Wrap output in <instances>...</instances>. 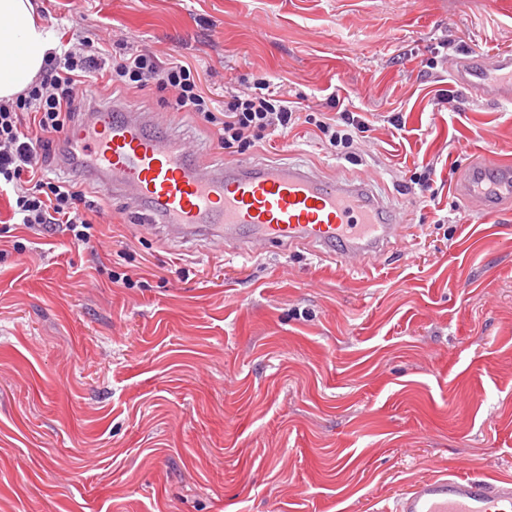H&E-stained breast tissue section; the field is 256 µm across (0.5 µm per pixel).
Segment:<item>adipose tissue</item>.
Returning a JSON list of instances; mask_svg holds the SVG:
<instances>
[{
	"mask_svg": "<svg viewBox=\"0 0 512 512\" xmlns=\"http://www.w3.org/2000/svg\"><path fill=\"white\" fill-rule=\"evenodd\" d=\"M32 0H0V101L29 87L44 68L56 40L37 24Z\"/></svg>",
	"mask_w": 512,
	"mask_h": 512,
	"instance_id": "ef3b65f1",
	"label": "adipose tissue"
}]
</instances>
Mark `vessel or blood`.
Instances as JSON below:
<instances>
[{
	"instance_id": "obj_1",
	"label": "vessel or blood",
	"mask_w": 512,
	"mask_h": 512,
	"mask_svg": "<svg viewBox=\"0 0 512 512\" xmlns=\"http://www.w3.org/2000/svg\"><path fill=\"white\" fill-rule=\"evenodd\" d=\"M452 82L489 101L512 100V50L455 60ZM159 112L94 108L63 134L80 175L108 186L150 228L183 243L251 251L306 246L349 269L366 266L401 239L394 211L365 180L324 178L314 168L256 161H192L165 135ZM453 192L496 213L512 201V164L489 156ZM395 512H512V480L481 474L417 480Z\"/></svg>"
}]
</instances>
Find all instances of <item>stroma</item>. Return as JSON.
I'll return each mask as SVG.
<instances>
[{
    "instance_id": "stroma-1",
    "label": "stroma",
    "mask_w": 512,
    "mask_h": 512,
    "mask_svg": "<svg viewBox=\"0 0 512 512\" xmlns=\"http://www.w3.org/2000/svg\"><path fill=\"white\" fill-rule=\"evenodd\" d=\"M37 16L59 41L122 35L192 64L219 111L269 80L307 122L228 150L168 92L127 101L201 162L367 180L412 234L352 272L303 247L173 244L96 182L87 244L15 226L0 195V512H389L429 474L512 480V203L489 215L450 190L512 159V103L449 77L466 51L512 49V0H37ZM340 112L369 125L346 148L315 126Z\"/></svg>"
}]
</instances>
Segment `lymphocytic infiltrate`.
Masks as SVG:
<instances>
[{
  "instance_id": "f902f5d3",
  "label": "lymphocytic infiltrate",
  "mask_w": 512,
  "mask_h": 512,
  "mask_svg": "<svg viewBox=\"0 0 512 512\" xmlns=\"http://www.w3.org/2000/svg\"><path fill=\"white\" fill-rule=\"evenodd\" d=\"M98 71L104 72L114 93L151 84L171 92L176 111L200 115L220 126L218 141L228 149L250 143L266 130L290 129L301 118L296 107L272 94L267 80H259L254 92L230 94L219 115L191 67L181 60L163 62L142 51L107 59L93 41L78 40L51 52L43 71L15 100L0 102V192L13 191L16 215L27 229L58 224L71 239L86 244L98 236L82 210L83 190L61 178L47 181L44 174L55 155L58 135L86 110L84 87Z\"/></svg>"
}]
</instances>
